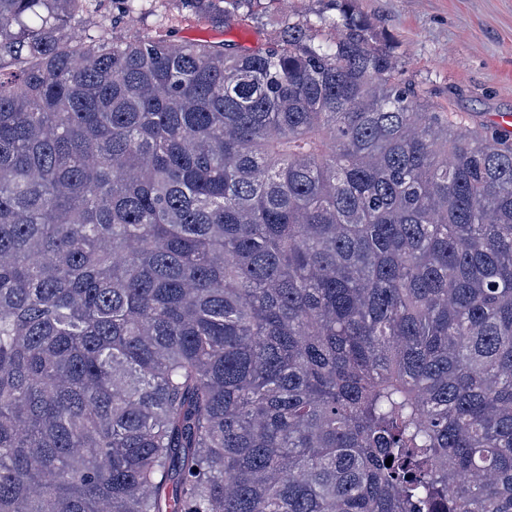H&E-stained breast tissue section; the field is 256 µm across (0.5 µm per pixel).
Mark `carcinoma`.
I'll list each match as a JSON object with an SVG mask.
<instances>
[{
	"mask_svg": "<svg viewBox=\"0 0 512 512\" xmlns=\"http://www.w3.org/2000/svg\"><path fill=\"white\" fill-rule=\"evenodd\" d=\"M101 2L0 0V512H512V131Z\"/></svg>",
	"mask_w": 512,
	"mask_h": 512,
	"instance_id": "carcinoma-1",
	"label": "carcinoma"
}]
</instances>
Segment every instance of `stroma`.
<instances>
[{"label":"stroma","instance_id":"1","mask_svg":"<svg viewBox=\"0 0 512 512\" xmlns=\"http://www.w3.org/2000/svg\"><path fill=\"white\" fill-rule=\"evenodd\" d=\"M407 74L430 93L435 108L470 125L498 124L512 115V0H354ZM246 19L223 23L187 17L170 28L171 41L246 47L278 35L285 21H317L328 0H249Z\"/></svg>","mask_w":512,"mask_h":512}]
</instances>
